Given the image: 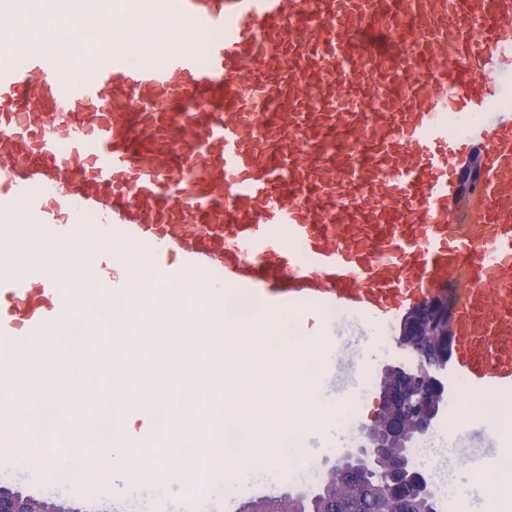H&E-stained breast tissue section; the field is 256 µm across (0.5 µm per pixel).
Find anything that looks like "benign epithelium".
Here are the masks:
<instances>
[{
	"label": "benign epithelium",
	"mask_w": 512,
	"mask_h": 512,
	"mask_svg": "<svg viewBox=\"0 0 512 512\" xmlns=\"http://www.w3.org/2000/svg\"><path fill=\"white\" fill-rule=\"evenodd\" d=\"M448 305L431 303L411 310L403 319L396 343L413 359L409 365L387 367L380 379L381 412L365 429L360 443L345 449L316 485L267 500L266 512L289 503L296 512H323L327 491L341 484L344 495L374 491L370 512H390L395 498L409 496L422 512H438L437 491L415 465L414 442L431 428L447 404L438 373L453 348ZM0 512H59L46 500L18 492H0Z\"/></svg>",
	"instance_id": "7a95c632"
}]
</instances>
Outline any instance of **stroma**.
<instances>
[{
    "label": "stroma",
    "mask_w": 512,
    "mask_h": 512,
    "mask_svg": "<svg viewBox=\"0 0 512 512\" xmlns=\"http://www.w3.org/2000/svg\"><path fill=\"white\" fill-rule=\"evenodd\" d=\"M321 320L336 336V348L328 362L317 372L315 386L322 403L344 405L342 421L322 419L320 440L311 449L312 463L303 470H283L276 474H259L248 479L233 496V503L252 497H276L294 490L301 484L318 482L326 465L334 463L342 449L356 446L363 428L369 427L381 409L379 380L385 367L405 362V353L398 348L400 319L382 322L346 312H325ZM477 395L465 384L447 390V404L440 417L418 442L422 448H440L444 454L429 473L440 493L441 507L457 502L458 492L467 495L469 512H480L483 501L479 486L471 483L465 469H452L448 460L465 457L482 459L480 449L459 445L443 437L442 429L449 415H456L463 432H472L482 423V416L473 409ZM0 486L26 495L49 499L72 508L73 512H179L189 487L170 485L164 489L141 490L129 495H115L104 488L88 489L85 496H76L64 477L45 479L38 468L20 469L11 462L0 465Z\"/></svg>",
    "instance_id": "stroma-1"
}]
</instances>
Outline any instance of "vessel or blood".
Returning <instances> with one entry per match:
<instances>
[{"label":"vessel or blood","mask_w":512,"mask_h":512,"mask_svg":"<svg viewBox=\"0 0 512 512\" xmlns=\"http://www.w3.org/2000/svg\"><path fill=\"white\" fill-rule=\"evenodd\" d=\"M202 49L148 64L80 33L0 54V212L42 242L105 238L170 288L389 321L448 304L451 374L512 400V0H164ZM11 321L97 322L49 268L0 277Z\"/></svg>","instance_id":"b4317fda"}]
</instances>
